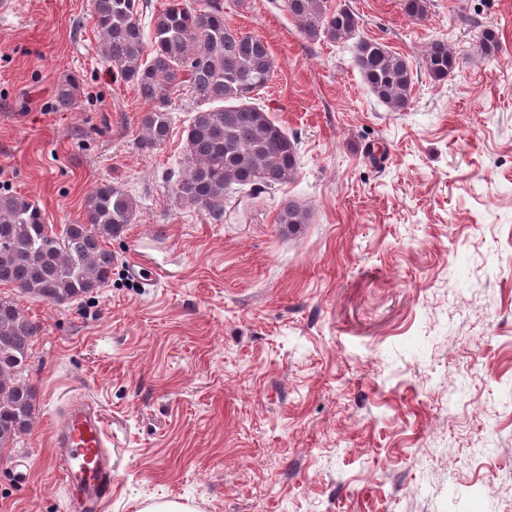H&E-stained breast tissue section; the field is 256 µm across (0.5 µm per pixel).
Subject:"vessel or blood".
I'll use <instances>...</instances> for the list:
<instances>
[{
	"mask_svg": "<svg viewBox=\"0 0 512 512\" xmlns=\"http://www.w3.org/2000/svg\"><path fill=\"white\" fill-rule=\"evenodd\" d=\"M53 444L68 489L66 512H96L112 494V440L96 408L84 400L68 403Z\"/></svg>",
	"mask_w": 512,
	"mask_h": 512,
	"instance_id": "vessel-or-blood-1",
	"label": "vessel or blood"
}]
</instances>
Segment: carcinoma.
I'll return each mask as SVG.
<instances>
[{"label":"carcinoma","mask_w":512,"mask_h":512,"mask_svg":"<svg viewBox=\"0 0 512 512\" xmlns=\"http://www.w3.org/2000/svg\"><path fill=\"white\" fill-rule=\"evenodd\" d=\"M91 6L102 57L150 103L141 117V147L166 142L171 95L180 73L187 74L197 107L186 129L187 167L172 184L181 202L220 222L229 193L259 192L293 179L297 141L252 103L254 93L269 83L274 59L260 36L228 25L222 0H204L199 8L187 0H167L148 30L142 25L148 0H92ZM278 9L310 42L355 40L353 63L373 95L394 112L409 108L412 66L384 44L358 36L359 22L350 9L332 10L328 0H280ZM404 11L422 21L427 0H404ZM422 66L431 79L442 81L455 70L457 58L437 39ZM78 93L75 78L62 80L58 104L74 106ZM136 210L123 189L102 184L84 199L85 222L66 224L58 235L27 197L0 195V285L56 304L98 291L112 275L114 255L107 243L133 223ZM309 219L308 208L281 202L277 223L285 229L295 230ZM40 333V325L16 302L0 298V453L15 447L32 426L36 394L24 371Z\"/></svg>","instance_id":"carcinoma-1"}]
</instances>
